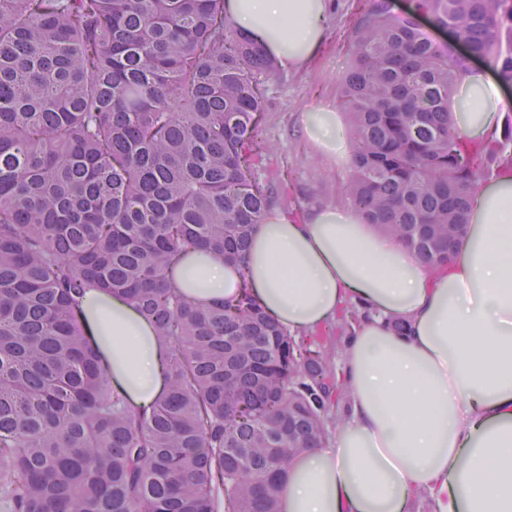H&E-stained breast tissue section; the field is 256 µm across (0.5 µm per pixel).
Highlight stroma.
Wrapping results in <instances>:
<instances>
[{"mask_svg": "<svg viewBox=\"0 0 512 512\" xmlns=\"http://www.w3.org/2000/svg\"><path fill=\"white\" fill-rule=\"evenodd\" d=\"M326 42L317 59L300 70L282 71L270 84L265 108L264 133L275 146L261 175L271 178L293 168L299 171L301 211L327 203H344L343 185L347 165L320 153L302 126L304 112L333 109L341 120L339 78L351 63L350 47L355 37L357 0H333Z\"/></svg>", "mask_w": 512, "mask_h": 512, "instance_id": "35a3bbf8", "label": "stroma"}]
</instances>
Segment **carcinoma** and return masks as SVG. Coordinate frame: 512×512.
I'll use <instances>...</instances> for the list:
<instances>
[{
    "mask_svg": "<svg viewBox=\"0 0 512 512\" xmlns=\"http://www.w3.org/2000/svg\"><path fill=\"white\" fill-rule=\"evenodd\" d=\"M473 57L512 85V0H369L340 79L346 196L431 268L475 188L512 171V107L481 139L455 128ZM275 72L224 0H0V512H278L293 459L335 433L318 337L290 336L246 288L204 307L171 282L199 247L243 262L255 226L292 207L287 180L259 177ZM90 286L167 347L147 409L84 332Z\"/></svg>",
    "mask_w": 512,
    "mask_h": 512,
    "instance_id": "carcinoma-1",
    "label": "carcinoma"
}]
</instances>
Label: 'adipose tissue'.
<instances>
[{"mask_svg": "<svg viewBox=\"0 0 512 512\" xmlns=\"http://www.w3.org/2000/svg\"><path fill=\"white\" fill-rule=\"evenodd\" d=\"M243 35L283 69L312 62L327 34L328 0H224ZM458 118L475 139L502 123V91L487 67L461 78ZM311 142L343 162L349 133L332 112L306 113ZM468 234L446 268L413 253L349 206L257 225L244 264L198 250L174 272L204 305L232 298L248 274L259 304L290 334L312 333L350 304L364 318L340 357L343 419L328 444L303 450L281 484L280 512H512V175L480 186ZM85 325L137 405L164 381L161 343L133 308L98 290ZM404 331H396V324Z\"/></svg>", "mask_w": 512, "mask_h": 512, "instance_id": "adipose-tissue-1", "label": "adipose tissue"}]
</instances>
